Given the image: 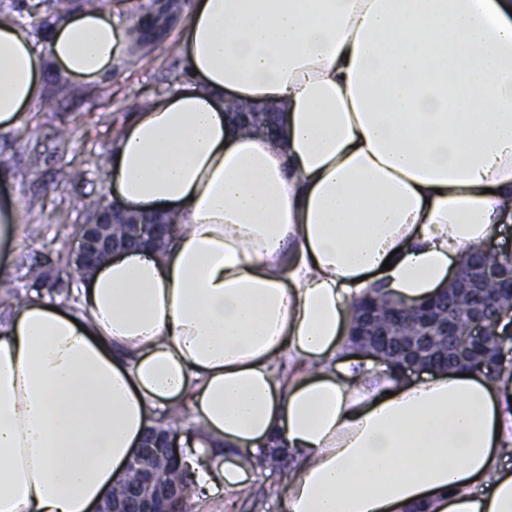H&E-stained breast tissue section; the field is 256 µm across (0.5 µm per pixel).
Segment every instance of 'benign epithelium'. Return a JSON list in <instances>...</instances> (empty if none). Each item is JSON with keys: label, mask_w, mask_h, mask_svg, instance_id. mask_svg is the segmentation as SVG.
<instances>
[{"label": "benign epithelium", "mask_w": 512, "mask_h": 512, "mask_svg": "<svg viewBox=\"0 0 512 512\" xmlns=\"http://www.w3.org/2000/svg\"><path fill=\"white\" fill-rule=\"evenodd\" d=\"M276 108L246 105L234 112L236 122L252 132L270 134L275 130L271 116ZM175 230L161 214L135 215L112 203L101 207L92 220L80 226L78 248L74 256L77 269L90 271L103 260L135 248H157L169 244ZM507 262L493 265L485 252L471 255L458 269L452 284L444 292L423 304L411 306L397 318L388 310H361L355 315L354 332L361 337L360 351L385 363L387 353L402 354V371L417 366L436 367L443 359L460 368H469L476 352L460 336L451 307L464 309L470 326L479 334L498 320L504 308L512 309V253ZM491 281L499 283V291L489 296L485 288ZM417 320L419 330L407 332L403 317ZM178 435L158 426L147 429L125 468V474L114 485L98 512H180L183 482L176 462L179 460Z\"/></svg>", "instance_id": "7a95c632"}]
</instances>
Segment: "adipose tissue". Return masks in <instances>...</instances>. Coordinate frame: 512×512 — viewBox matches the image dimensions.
Masks as SVG:
<instances>
[{
	"mask_svg": "<svg viewBox=\"0 0 512 512\" xmlns=\"http://www.w3.org/2000/svg\"><path fill=\"white\" fill-rule=\"evenodd\" d=\"M129 40L109 9L39 44L0 18V128L43 57L92 81ZM180 47L186 83L123 128L107 184L174 215L172 245L0 323V512H94L184 407L181 463L213 498L278 447L284 512H512V374L342 356L364 293L424 302L512 224V0H196ZM230 101L278 105L277 136Z\"/></svg>",
	"mask_w": 512,
	"mask_h": 512,
	"instance_id": "adipose-tissue-1",
	"label": "adipose tissue"
}]
</instances>
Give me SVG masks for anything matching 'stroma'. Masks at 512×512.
<instances>
[{
	"label": "stroma",
	"mask_w": 512,
	"mask_h": 512,
	"mask_svg": "<svg viewBox=\"0 0 512 512\" xmlns=\"http://www.w3.org/2000/svg\"><path fill=\"white\" fill-rule=\"evenodd\" d=\"M181 2L168 37L150 55L137 62L119 58L93 83L45 68L39 102L32 104L20 125L0 130V165L11 173L7 183H0V202H12L21 214L7 270L0 277V316L15 294L23 292L25 269L33 264L42 265L50 275L47 297L61 307L73 306L82 282L73 263L79 227L90 219L93 203L113 200L106 184L115 138L151 100L179 87L183 61L175 46L193 0ZM45 99L52 100V109L40 108ZM34 155L40 159L35 170L29 167ZM71 168L83 170L82 181L62 182V171ZM32 198L39 206L31 211L26 203ZM61 212L67 213L66 222L57 221ZM260 483L267 490L264 501L253 502L242 490L226 500H205L202 512H283L278 474L263 471Z\"/></svg>",
	"instance_id": "35a3bbf8"
}]
</instances>
